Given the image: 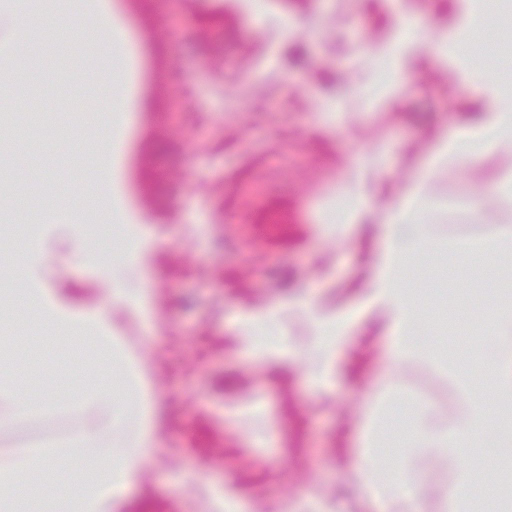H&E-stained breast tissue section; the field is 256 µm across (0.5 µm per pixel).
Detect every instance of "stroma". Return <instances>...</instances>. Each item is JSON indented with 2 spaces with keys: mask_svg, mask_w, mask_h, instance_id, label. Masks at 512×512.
<instances>
[{
  "mask_svg": "<svg viewBox=\"0 0 512 512\" xmlns=\"http://www.w3.org/2000/svg\"><path fill=\"white\" fill-rule=\"evenodd\" d=\"M67 0L45 10L72 24L66 44L18 61L0 88V291L15 279L17 226L65 225L99 238L115 265L134 252L128 287L151 280L142 316L112 319L117 344L149 366L159 408V446L115 512H279L315 503L325 512H372L353 469L357 424L384 388L401 402L455 413L460 398L427 361L393 363L373 282L380 213L345 226L344 186L361 174L388 203L424 165L435 136L477 109L466 68L512 60V12L474 36L467 67L413 57L396 96L361 97L367 47L394 45L399 16L423 23L427 42L462 24L460 0H112L126 39L99 61L75 27ZM117 123L88 114L102 98ZM125 144L113 160L105 142ZM512 157L462 169L440 164L427 188L428 221L444 246L494 236L512 206L486 222L464 207L472 185L493 186ZM415 283L429 323L418 330L458 368L473 366L470 332L487 312L446 310L443 255L418 254ZM55 287L79 308L105 299L99 272L71 259ZM354 321L331 369L294 355L319 322ZM24 315L0 325L25 344L28 386L54 405L0 433V457L18 445L74 437L84 424L76 399L101 372L88 348L28 342Z\"/></svg>",
  "mask_w": 512,
  "mask_h": 512,
  "instance_id": "1",
  "label": "stroma"
}]
</instances>
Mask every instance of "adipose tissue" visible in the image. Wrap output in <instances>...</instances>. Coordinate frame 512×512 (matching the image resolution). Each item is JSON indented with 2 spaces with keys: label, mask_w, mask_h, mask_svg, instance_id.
Segmentation results:
<instances>
[{
  "label": "adipose tissue",
  "mask_w": 512,
  "mask_h": 512,
  "mask_svg": "<svg viewBox=\"0 0 512 512\" xmlns=\"http://www.w3.org/2000/svg\"><path fill=\"white\" fill-rule=\"evenodd\" d=\"M42 0H0V12L10 19L9 37L19 55L39 53L40 32L49 18ZM468 87L481 110L469 122L441 133L433 145L426 168L414 172L393 201L383 227V250L379 256L377 303L390 323L391 358L398 361L427 360L412 329L420 318L418 301L411 288L415 270L412 254L431 245L434 237L425 222L429 208L424 187L431 170L441 161L472 166L487 155L512 156V80L496 70H472ZM512 202V173L491 187L474 186L465 205L477 220H485L499 202ZM48 228L27 229V246L19 261V280L8 299L36 316V332H51L58 340H78L104 354L112 352V312L127 306L128 294L145 299L146 289L128 291L119 285L120 272H113L116 288L110 289V305L80 310L50 285L53 268L60 263L57 252L46 247ZM467 249L474 271L484 272L490 251L501 256L488 282L491 308L481 326L484 345L490 353L478 358L477 371L449 369L448 378L462 401L461 412L452 418L437 416L432 407L419 406L413 423L416 453L430 454L457 463L458 469L441 500L440 512H464L476 497L496 500L491 485L481 478L490 459L472 457L473 449L512 446V228L500 230L494 242L473 240ZM17 366L0 361V430L43 407L42 401L21 391ZM83 429L63 442L13 449L0 459V512H33L26 478L45 471L50 464L68 459L83 461L80 490L55 499L45 512H112L136 483L145 463L158 446L155 437L157 410L153 407L147 367L136 363L122 373L117 385L97 387L86 405ZM371 420L357 427L358 469L366 476L363 493L375 512H425L426 477L411 465L380 468L377 441ZM122 440L108 445L112 434ZM467 466H460V459Z\"/></svg>",
  "instance_id": "obj_1"
}]
</instances>
